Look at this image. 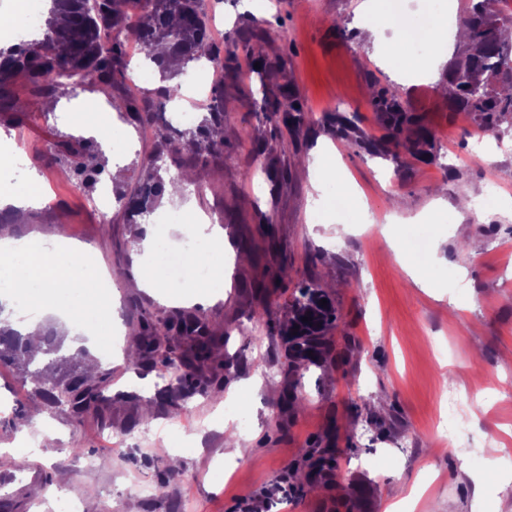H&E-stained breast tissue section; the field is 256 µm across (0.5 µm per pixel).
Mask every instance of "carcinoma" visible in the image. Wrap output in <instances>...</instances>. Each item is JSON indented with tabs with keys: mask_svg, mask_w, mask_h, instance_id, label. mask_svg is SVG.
<instances>
[{
	"mask_svg": "<svg viewBox=\"0 0 512 512\" xmlns=\"http://www.w3.org/2000/svg\"><path fill=\"white\" fill-rule=\"evenodd\" d=\"M52 2L42 43L33 45L22 40L0 48V101L19 105L12 97L9 82L20 72L45 96L64 83L110 85L125 76L123 54L128 38L140 44L164 75L168 74L165 62L153 55L154 47L159 44L168 47L182 68L205 56L219 58L208 43L209 26L203 0H93L91 6L88 0ZM467 2L469 6L460 24L469 33L470 47L456 54L448 69V80L455 88L451 106L456 111L474 114L482 129L495 130L504 119L512 118V40L505 37L512 30V13L504 15L495 10L496 0ZM105 29L114 33L112 46L107 50L101 45V33ZM491 74L498 76L493 85L488 84ZM180 94V84H169L162 89L161 98L152 109L135 112L133 117L143 125H153L166 103ZM370 95L377 111L384 115L390 140H399L407 126L416 123L402 107L396 88L373 82ZM253 107L265 113L270 121L282 117L285 124L296 130L304 120L299 96L288 100V111L283 114L267 97L253 102ZM226 111L224 95L215 90L201 124L188 130L173 129L161 137L179 151L197 156L211 154L224 146ZM434 142L432 134L408 139L406 149L413 155L427 154L434 148ZM143 169L146 174L137 188L128 196L118 197L130 217L148 213L153 198L165 190L157 155H149ZM322 299L327 300L324 306L320 304ZM133 312L137 333L131 366L138 373L157 368L168 375L169 383L160 395L161 408L177 409L179 400L186 396L224 389L228 380L225 371L230 365L220 361V347L228 336L226 328L190 312L152 311L139 303L133 305ZM338 327L339 316L330 295L313 284L299 287L288 302V320L275 330L287 360L279 413L295 410L301 401L298 379L301 368L323 366L349 357L351 346L339 350L335 344L334 331ZM79 356V352L65 353L63 337L52 329L44 336V346L39 352L29 351L24 336L16 328L13 313H6L0 307V368L17 369L30 394L47 400L52 407L102 420L101 380L85 374L70 377L62 373ZM331 434L332 440L307 448L302 455L309 486L330 480L338 457L344 453L336 444L338 426H332Z\"/></svg>",
	"mask_w": 512,
	"mask_h": 512,
	"instance_id": "obj_1",
	"label": "carcinoma"
}]
</instances>
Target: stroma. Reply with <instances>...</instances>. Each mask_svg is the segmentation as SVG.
<instances>
[{
	"label": "stroma",
	"instance_id": "35a3bbf8",
	"mask_svg": "<svg viewBox=\"0 0 512 512\" xmlns=\"http://www.w3.org/2000/svg\"><path fill=\"white\" fill-rule=\"evenodd\" d=\"M361 2L265 0L259 11L254 0H204L210 45L224 69L212 75L203 63L190 64L176 77L183 96L170 108L205 114L213 90L223 88L224 150L209 156L202 182L184 185L177 199L161 195L155 210L203 216L247 256L246 267L225 272L223 299L192 307L230 327L224 358L241 369L223 401L195 394L128 432V417L157 402L162 374L149 375L153 393L114 405L111 424L102 425L31 397L17 370L0 368V449L25 448V460L43 473L32 486L26 471L16 472L15 512H63L69 501L81 512H168L138 489L156 484L172 463L178 473L168 493L180 512H330L348 499L357 512H385L402 480L418 489L415 512H466L475 475L486 489L487 512H495L512 463L489 469L475 456H495L497 441L512 446V132H480L473 114L449 111L433 72L402 74L391 48L363 42ZM262 45L271 48L263 83L248 55ZM373 82L397 86L404 108L435 132L433 161L401 146L379 154L358 147V140L385 133L369 95ZM162 85L157 75L146 83L130 75L111 85L61 86L55 107L71 106L72 113L57 122L34 109L39 96L22 78L13 93L24 111L0 104V135L20 144L0 150V191L22 192L26 175L39 170L51 200L25 210L14 237L37 250L90 248L97 267L112 274V319L123 328L133 323V302L156 310L161 304L138 286L125 212L117 205L101 210L97 187H78L74 170L101 162L111 149L123 171L107 180L115 193L138 185L140 162L153 153L162 158L164 181L193 171L194 155L175 151L156 129L133 133L132 110L111 108L128 100L133 109H150ZM288 87L304 103L296 136L248 107L262 90ZM339 114L354 124L349 138L331 130ZM86 118L97 135L84 132ZM484 150L494 152L493 163L478 159ZM327 152L362 197L352 217L336 211L331 193L313 187L311 172ZM266 218L276 228L273 246L258 230ZM343 224L351 232L337 236ZM413 224L430 238L429 261L420 269L431 283L426 291L406 271L414 263L405 238ZM281 268L289 291L310 281L330 286L338 332L356 345L349 359L304 370L302 403L285 416L278 413L282 344L256 320L261 301L251 291ZM478 382L486 393L480 404ZM452 394L465 434L447 442L438 421ZM227 402L238 405L241 424H227ZM334 420L344 450L334 480L317 494L295 491L304 448L325 439ZM184 422L194 435L180 431ZM116 438L122 447H113Z\"/></svg>",
	"mask_w": 512,
	"mask_h": 512
}]
</instances>
